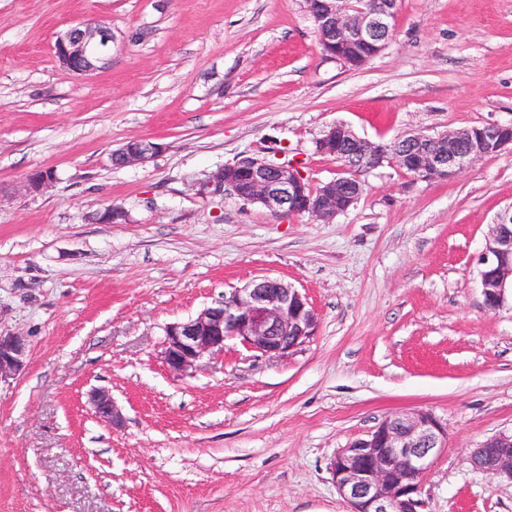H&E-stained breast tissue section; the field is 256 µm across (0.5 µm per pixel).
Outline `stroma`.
I'll use <instances>...</instances> for the list:
<instances>
[{
    "label": "stroma",
    "instance_id": "35a3bbf8",
    "mask_svg": "<svg viewBox=\"0 0 512 512\" xmlns=\"http://www.w3.org/2000/svg\"><path fill=\"white\" fill-rule=\"evenodd\" d=\"M84 22L112 43L77 75L54 44ZM491 122H512V0H400L357 69L323 53L304 0H0V332L27 340L0 382V512H349L336 451L420 409L448 425L426 512H512V482L467 460L512 428V309L485 307L478 274L512 153L450 182L360 173L330 223L214 182L280 153L330 181L315 142L335 123L380 143ZM133 138L161 149L113 166ZM35 170L51 184L21 193ZM111 206L124 220L102 223ZM264 276L307 294L313 338L282 358L230 341L171 374L166 325ZM91 400L96 414L102 421L112 425V428L120 426L121 412L108 390H94L91 393Z\"/></svg>",
    "mask_w": 512,
    "mask_h": 512
}]
</instances>
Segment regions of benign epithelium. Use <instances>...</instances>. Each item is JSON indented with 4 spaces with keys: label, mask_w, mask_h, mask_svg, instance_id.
Wrapping results in <instances>:
<instances>
[{
    "label": "benign epithelium",
    "mask_w": 512,
    "mask_h": 512,
    "mask_svg": "<svg viewBox=\"0 0 512 512\" xmlns=\"http://www.w3.org/2000/svg\"><path fill=\"white\" fill-rule=\"evenodd\" d=\"M307 12L323 52L352 68L377 57L388 45L398 0H306ZM112 33L102 25L84 24L60 36L55 56L67 70L82 74L97 68ZM318 154L342 163L338 177L311 186L299 167L246 156L224 166L217 182L239 199L258 203L275 214H307L322 223L355 206L365 188L358 173L394 165L426 181H452L489 156L512 152V123H489L425 135L410 134L393 144L357 136L335 123L315 142ZM159 151L149 139H131L111 155L118 166L146 164ZM51 176L30 173L23 190L42 191ZM484 304L499 310L512 304V211L489 225L480 258ZM317 316L305 293L278 277H262L224 294V301L196 317L165 327L163 360L170 373L183 376L207 355L237 341L258 357H284L315 335ZM25 338L0 333V381L24 368ZM98 417L114 426L122 416L112 395L91 393ZM448 447V428L433 413L419 410L385 419L374 430L339 449L330 463L332 481L350 512H423L419 497L424 473ZM470 463L486 474L512 482V431L484 440Z\"/></svg>",
    "instance_id": "7a95c632"
}]
</instances>
